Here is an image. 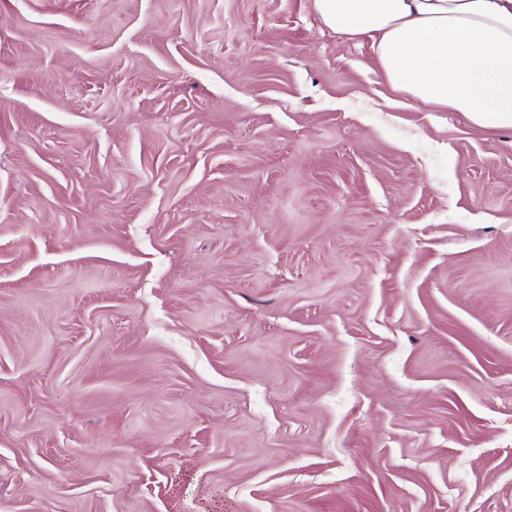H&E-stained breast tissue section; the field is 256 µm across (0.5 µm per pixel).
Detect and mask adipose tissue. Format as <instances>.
I'll return each mask as SVG.
<instances>
[{
  "mask_svg": "<svg viewBox=\"0 0 512 512\" xmlns=\"http://www.w3.org/2000/svg\"><path fill=\"white\" fill-rule=\"evenodd\" d=\"M321 23L369 37L391 86L481 129L512 128V0H313Z\"/></svg>",
  "mask_w": 512,
  "mask_h": 512,
  "instance_id": "1",
  "label": "adipose tissue"
}]
</instances>
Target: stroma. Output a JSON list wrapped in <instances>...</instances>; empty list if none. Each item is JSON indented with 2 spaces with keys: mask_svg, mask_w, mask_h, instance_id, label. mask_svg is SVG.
Listing matches in <instances>:
<instances>
[{
  "mask_svg": "<svg viewBox=\"0 0 512 512\" xmlns=\"http://www.w3.org/2000/svg\"><path fill=\"white\" fill-rule=\"evenodd\" d=\"M0 512H512V129L312 0H0Z\"/></svg>",
  "mask_w": 512,
  "mask_h": 512,
  "instance_id": "stroma-1",
  "label": "stroma"
}]
</instances>
